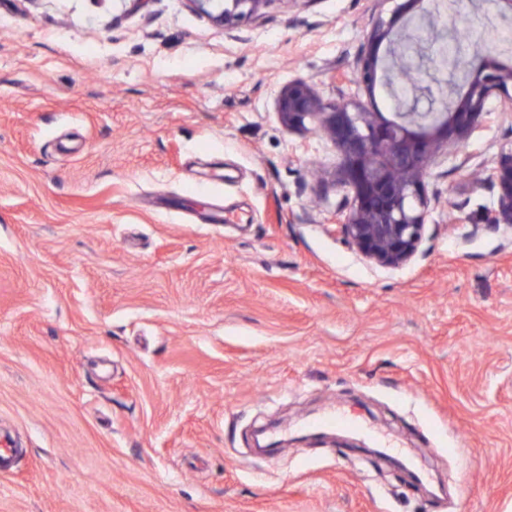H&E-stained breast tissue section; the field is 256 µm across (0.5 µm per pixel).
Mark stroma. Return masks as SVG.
<instances>
[{"label": "stroma", "instance_id": "obj_1", "mask_svg": "<svg viewBox=\"0 0 512 512\" xmlns=\"http://www.w3.org/2000/svg\"><path fill=\"white\" fill-rule=\"evenodd\" d=\"M388 0H0V512H512V229L450 147L399 268L328 226L279 88L350 81ZM502 0H461L471 39ZM358 433L293 441L327 411ZM211 20L224 28H232L244 16L257 14L267 0H189Z\"/></svg>", "mask_w": 512, "mask_h": 512}]
</instances>
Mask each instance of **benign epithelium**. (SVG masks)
I'll use <instances>...</instances> for the list:
<instances>
[{
  "instance_id": "obj_1",
  "label": "benign epithelium",
  "mask_w": 512,
  "mask_h": 512,
  "mask_svg": "<svg viewBox=\"0 0 512 512\" xmlns=\"http://www.w3.org/2000/svg\"><path fill=\"white\" fill-rule=\"evenodd\" d=\"M211 20L231 28L254 15L268 0H189ZM406 5L390 19H378L366 38V50L353 82L368 93L385 88L391 72L407 66L416 45L414 27L398 23ZM428 26L451 28L454 16L420 13ZM384 55H379L380 47ZM497 97L512 112V69L486 62L468 74L462 93L448 101L443 89L433 112H405L390 119L360 104L321 96L304 79L284 85L276 97V111L290 131L315 128L334 146L339 165L335 180L346 192L334 231L365 259L386 268H398L416 255L425 235L429 201L425 180L435 160L452 144L468 140L493 119L488 101ZM498 188L490 223L512 224V150L501 153L486 170Z\"/></svg>"
}]
</instances>
